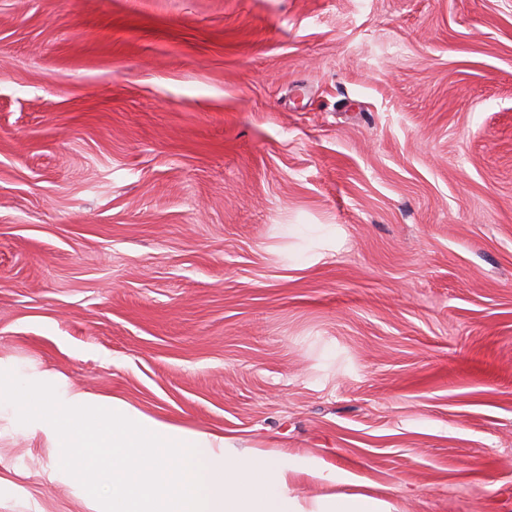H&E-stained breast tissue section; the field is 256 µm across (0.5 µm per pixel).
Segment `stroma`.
<instances>
[{
    "label": "stroma",
    "mask_w": 512,
    "mask_h": 512,
    "mask_svg": "<svg viewBox=\"0 0 512 512\" xmlns=\"http://www.w3.org/2000/svg\"><path fill=\"white\" fill-rule=\"evenodd\" d=\"M0 365L512 512V0H0Z\"/></svg>",
    "instance_id": "stroma-1"
}]
</instances>
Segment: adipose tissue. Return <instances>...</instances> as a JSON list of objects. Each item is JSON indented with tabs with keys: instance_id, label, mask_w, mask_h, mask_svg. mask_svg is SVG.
Masks as SVG:
<instances>
[{
	"instance_id": "ef3b65f1",
	"label": "adipose tissue",
	"mask_w": 512,
	"mask_h": 512,
	"mask_svg": "<svg viewBox=\"0 0 512 512\" xmlns=\"http://www.w3.org/2000/svg\"><path fill=\"white\" fill-rule=\"evenodd\" d=\"M49 435L59 465L105 512H393L365 495L297 493L298 475L328 479L325 463L272 459L224 435L174 425L117 397L73 390L54 398L0 368V414Z\"/></svg>"
}]
</instances>
